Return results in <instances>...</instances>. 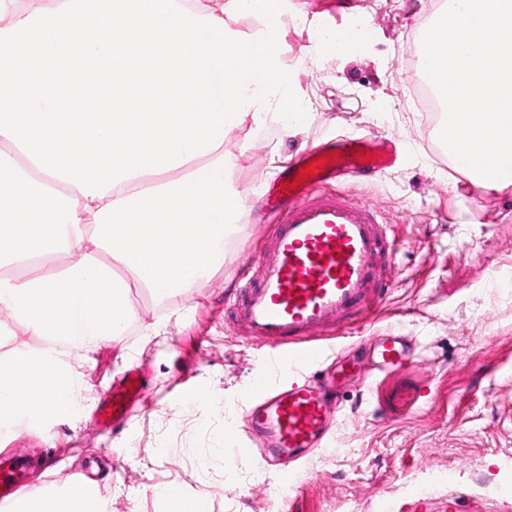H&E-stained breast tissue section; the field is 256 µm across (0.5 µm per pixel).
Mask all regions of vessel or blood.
<instances>
[{"label":"vessel or blood","mask_w":512,"mask_h":512,"mask_svg":"<svg viewBox=\"0 0 512 512\" xmlns=\"http://www.w3.org/2000/svg\"><path fill=\"white\" fill-rule=\"evenodd\" d=\"M325 159L314 177L292 181L311 160ZM395 163L389 144L362 137L327 140L296 156L272 184L275 232L243 263L244 276L227 299L234 328L269 357L249 390L243 424L284 469L326 447L338 412L336 393L361 361L345 356L319 369L327 337L368 323L390 290L380 268L393 259L387 227L372 206L333 192L343 177L382 174ZM411 354L405 336L390 328L371 345V363L383 371ZM142 392L141 372H127L99 408L97 421L120 429ZM16 456L0 458V502L22 485Z\"/></svg>","instance_id":"1"}]
</instances>
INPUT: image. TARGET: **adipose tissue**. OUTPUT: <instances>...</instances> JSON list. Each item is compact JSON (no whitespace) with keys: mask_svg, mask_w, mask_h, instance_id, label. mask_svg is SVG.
<instances>
[{"mask_svg":"<svg viewBox=\"0 0 512 512\" xmlns=\"http://www.w3.org/2000/svg\"><path fill=\"white\" fill-rule=\"evenodd\" d=\"M208 2L0 0V266L23 271L0 309L47 342L0 358V423L72 406L65 352L120 342L132 289L169 298L222 265L224 138L294 100L273 30L237 28L270 0ZM206 32L217 51L186 53Z\"/></svg>","mask_w":512,"mask_h":512,"instance_id":"1","label":"adipose tissue"}]
</instances>
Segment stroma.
Wrapping results in <instances>:
<instances>
[{"label":"stroma","instance_id":"obj_1","mask_svg":"<svg viewBox=\"0 0 512 512\" xmlns=\"http://www.w3.org/2000/svg\"><path fill=\"white\" fill-rule=\"evenodd\" d=\"M435 0H284L279 41L299 120L290 132L260 137L236 130L224 141L235 160L233 193L254 199L289 160L336 136L388 139L398 163L379 176L338 184L375 205L396 243L383 268L392 290L373 321L329 339L330 349L367 347L395 327L414 342L411 360L372 379L352 378L341 395L330 445L295 478L260 454L241 457L248 484L228 473L245 434L225 435L224 405L241 420L264 350L236 334L224 310L249 248L269 237L264 223L239 219L224 265L201 287L160 304L132 289L135 329L67 360L78 391L64 417L0 433V455L26 463L39 506L45 492L66 501L69 475L91 468L92 498L108 512H164L156 487L175 484L205 512H512V185L489 192L471 185L441 154L428 120L415 109L408 73L420 20ZM370 39L336 58L319 42L353 19ZM145 392L121 431L97 423L101 401L133 366ZM440 470L441 490L409 495L405 482Z\"/></svg>","mask_w":512,"mask_h":512}]
</instances>
